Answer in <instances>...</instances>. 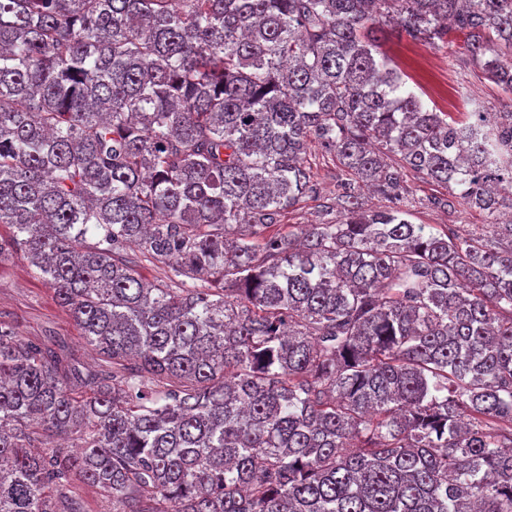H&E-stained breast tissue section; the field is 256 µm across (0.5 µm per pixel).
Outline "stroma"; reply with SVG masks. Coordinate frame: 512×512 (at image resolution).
Segmentation results:
<instances>
[{
	"instance_id": "obj_1",
	"label": "stroma",
	"mask_w": 512,
	"mask_h": 512,
	"mask_svg": "<svg viewBox=\"0 0 512 512\" xmlns=\"http://www.w3.org/2000/svg\"><path fill=\"white\" fill-rule=\"evenodd\" d=\"M387 38L382 49L404 73L407 84L428 108L447 112L464 119L474 103L491 112L502 111L508 103L503 91L486 80L480 67L469 60L462 40L431 47L408 36H396L393 28H385ZM319 195L307 198L284 211L278 222L321 224L338 220L335 212L324 205L336 194L340 170L336 161L320 149H312L307 157ZM408 199L409 219L415 224H484L486 214L458 209L455 213L432 207L430 197L446 196L448 188L416 175H408L404 184ZM0 320L11 323L18 335L33 342L62 340L77 361L92 365L91 352L81 338L69 314L58 304L53 292L35 276L23 260L12 256L0 260Z\"/></svg>"
}]
</instances>
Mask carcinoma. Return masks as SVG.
Segmentation results:
<instances>
[{"mask_svg": "<svg viewBox=\"0 0 512 512\" xmlns=\"http://www.w3.org/2000/svg\"><path fill=\"white\" fill-rule=\"evenodd\" d=\"M387 23L512 92V0H0V256L100 361L0 321V512H82L74 477L112 512H512V111L428 109ZM314 145L340 220L278 232ZM408 170L492 222L412 223Z\"/></svg>", "mask_w": 512, "mask_h": 512, "instance_id": "cac0c4a2", "label": "carcinoma"}]
</instances>
